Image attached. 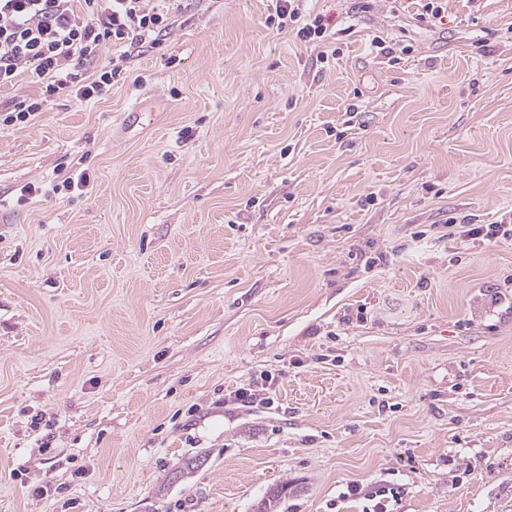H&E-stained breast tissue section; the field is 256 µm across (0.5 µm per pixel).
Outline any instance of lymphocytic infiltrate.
Returning a JSON list of instances; mask_svg holds the SVG:
<instances>
[{
    "label": "lymphocytic infiltrate",
    "mask_w": 512,
    "mask_h": 512,
    "mask_svg": "<svg viewBox=\"0 0 512 512\" xmlns=\"http://www.w3.org/2000/svg\"><path fill=\"white\" fill-rule=\"evenodd\" d=\"M289 21L304 42L323 38L321 17L307 18L302 0H271L267 23ZM172 24L155 0H0V88L19 79L39 90L0 113V124L29 122L52 98L98 100L131 58L165 43ZM120 48L103 61L108 47Z\"/></svg>",
    "instance_id": "1"
}]
</instances>
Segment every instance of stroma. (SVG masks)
Wrapping results in <instances>:
<instances>
[{
    "label": "stroma",
    "mask_w": 512,
    "mask_h": 512,
    "mask_svg": "<svg viewBox=\"0 0 512 512\" xmlns=\"http://www.w3.org/2000/svg\"><path fill=\"white\" fill-rule=\"evenodd\" d=\"M359 2L0 126V512H512V236L447 226L512 220V0ZM449 220L448 224H451L449 227L457 226L456 228L462 229L459 231L460 235L470 237L474 240L478 239L491 243L496 242L497 239L501 237L512 235L511 224H465L464 218L463 222L457 224L456 218L452 217ZM507 225L510 226V229L505 227Z\"/></svg>",
    "instance_id": "obj_1"
}]
</instances>
